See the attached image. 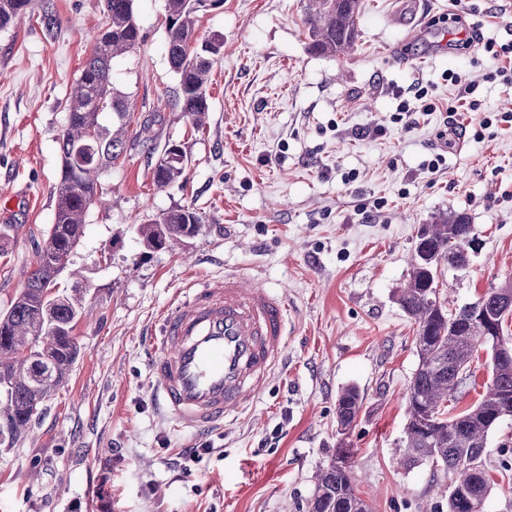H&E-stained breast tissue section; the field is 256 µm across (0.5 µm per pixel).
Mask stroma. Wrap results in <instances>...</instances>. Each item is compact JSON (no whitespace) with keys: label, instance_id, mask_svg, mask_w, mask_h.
<instances>
[{"label":"stroma","instance_id":"stroma-1","mask_svg":"<svg viewBox=\"0 0 512 512\" xmlns=\"http://www.w3.org/2000/svg\"><path fill=\"white\" fill-rule=\"evenodd\" d=\"M361 3L356 47L336 57L309 51L305 0H222L199 11L198 39L222 35L224 48L198 131L170 101L179 77L167 58L165 0H135L142 41L112 62L128 106L126 150L102 170L104 193L58 278L88 312L75 329L81 357L31 434L0 452V512H308L336 453V396L348 387L364 397L347 442L371 512H447L445 472L401 464L418 358L396 292L421 228L449 211L467 214L478 246L466 270H442L441 299L471 303L512 277V126L481 124L512 110V87L487 80L492 63L479 51L457 55L428 29L465 15L459 0ZM465 17L484 37L512 40V6ZM105 23L104 0H31L0 29L2 312L53 221L57 138ZM451 71L477 86L478 111L459 118L465 134L444 111L408 131L394 123V89L429 84L444 104L458 94ZM144 128L183 146L184 179L156 188L137 139ZM435 152L446 163L431 174L423 163ZM180 207L199 212L200 232L145 249L138 225ZM228 272L283 297L288 345L254 409L208 433L214 452L187 473L178 455L203 437L158 415L148 362L171 300L191 280ZM484 461L493 482L484 512H512V418L489 433Z\"/></svg>","mask_w":512,"mask_h":512}]
</instances>
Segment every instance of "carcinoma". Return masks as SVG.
<instances>
[{"instance_id": "carcinoma-1", "label": "carcinoma", "mask_w": 512, "mask_h": 512, "mask_svg": "<svg viewBox=\"0 0 512 512\" xmlns=\"http://www.w3.org/2000/svg\"><path fill=\"white\" fill-rule=\"evenodd\" d=\"M30 0H0V29L25 14ZM106 28L93 40L90 55L69 95L65 128L59 135L61 165L55 183V212L36 265L25 287L5 312H0V448H13L28 436L34 417L51 392L65 381L81 356L74 330L83 315L77 295L55 292L57 279L84 237L85 215L102 193L101 169L117 161L126 140V105L112 86L111 62L136 48L142 40L134 0H105ZM359 0H306L305 26L309 49L336 56L353 49L357 38ZM195 0H166L167 56L179 76L174 106L201 127L210 110L207 85L213 62L224 41L215 36L193 46L196 38ZM111 122H103L104 116ZM188 161L168 165L157 159L154 183L164 188L185 176ZM201 215L193 208L161 214L142 224L138 234L144 248L166 247L198 234ZM475 240L474 225L462 212H449L426 226L420 245L433 266L410 262V272L396 300L416 324L419 359L406 392L403 461L407 466L436 463L452 476L448 512H482L491 492L483 455L489 432L512 417V361L491 356V382L480 399L450 415L448 402L466 392L470 367L478 349L512 348L504 336V319L512 311V278L477 299L494 320L495 330L483 335L471 322L465 306L449 309L439 301L438 263L469 264L465 254ZM363 407L354 388L336 398L337 428L348 434ZM347 443L339 441L336 455L317 475L309 512H370L360 497Z\"/></svg>"}]
</instances>
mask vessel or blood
Returning <instances> with one entry per match:
<instances>
[{"label": "vessel or blood", "mask_w": 512, "mask_h": 512, "mask_svg": "<svg viewBox=\"0 0 512 512\" xmlns=\"http://www.w3.org/2000/svg\"><path fill=\"white\" fill-rule=\"evenodd\" d=\"M287 326L284 299L240 274L177 296L149 361L152 393L175 429L204 433L251 411L284 356Z\"/></svg>", "instance_id": "b4317fda"}]
</instances>
